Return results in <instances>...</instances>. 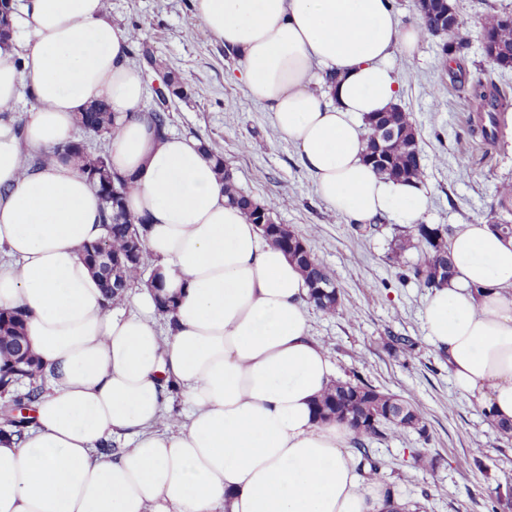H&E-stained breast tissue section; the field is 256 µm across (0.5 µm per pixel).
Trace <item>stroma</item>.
<instances>
[{"label": "stroma", "mask_w": 512, "mask_h": 512, "mask_svg": "<svg viewBox=\"0 0 512 512\" xmlns=\"http://www.w3.org/2000/svg\"><path fill=\"white\" fill-rule=\"evenodd\" d=\"M113 23L139 26L157 56L184 82L173 100L169 131L203 138L223 152L242 193L276 204L275 218L310 246L357 319L308 311V333L327 351L336 375H359L382 391L424 409L427 437L402 430L378 442V455L400 501L426 512H487L489 491L512 488V437L502 436L485 408L459 393L424 325L427 288L401 280L387 256L405 225L384 220L379 233L358 238L319 197L296 147L275 130L270 111L241 80L242 63L195 17L194 0H109ZM446 36L427 34L418 55L395 60L399 105L419 131L427 207L421 223L445 228L486 224L502 181L512 180V70L486 58L480 34L463 52H448ZM492 78L506 98L496 113V137L483 139L473 86ZM411 338L416 357L391 348ZM483 456H474V449ZM436 457L434 470L413 467L410 452Z\"/></svg>", "instance_id": "1"}]
</instances>
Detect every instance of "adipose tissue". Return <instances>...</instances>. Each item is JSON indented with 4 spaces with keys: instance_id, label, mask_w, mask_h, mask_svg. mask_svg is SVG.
<instances>
[{
    "instance_id": "ef3b65f1",
    "label": "adipose tissue",
    "mask_w": 512,
    "mask_h": 512,
    "mask_svg": "<svg viewBox=\"0 0 512 512\" xmlns=\"http://www.w3.org/2000/svg\"><path fill=\"white\" fill-rule=\"evenodd\" d=\"M12 7L0 109L23 90L34 105L23 126L0 120V308L23 311L48 385L22 438H0V512H380L385 489L361 477L350 430L313 413L334 367L308 334L301 271L227 202L198 140L143 117L130 29L107 0ZM195 15L243 63L332 214L417 223L423 185L364 160L366 118L399 100L391 61L421 43L392 0H195ZM95 102L112 113V169L131 181L126 208L146 219L176 300L165 332L153 287L109 305L82 258L106 233L102 203L60 151ZM31 156L44 162L29 172ZM448 251L427 338L455 387L512 423V236L458 224ZM174 389L192 412L162 430ZM115 434L132 447L104 451Z\"/></svg>"
}]
</instances>
